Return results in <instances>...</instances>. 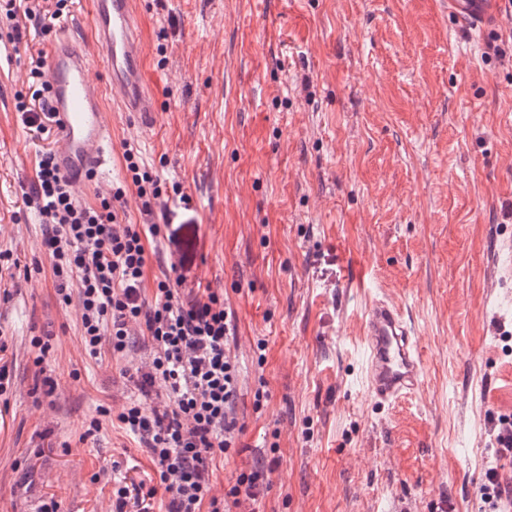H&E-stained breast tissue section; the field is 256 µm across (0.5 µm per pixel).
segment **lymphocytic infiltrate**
<instances>
[{
    "mask_svg": "<svg viewBox=\"0 0 512 512\" xmlns=\"http://www.w3.org/2000/svg\"><path fill=\"white\" fill-rule=\"evenodd\" d=\"M123 157L141 223L118 219L126 189L100 196L93 206L81 203L49 150L39 156L35 182L23 196L49 226L43 246L62 302L79 299L86 353L97 356L105 345L124 353L137 334L152 346L146 371L134 381L137 393L117 420L145 448L159 484L144 492L117 486L116 503L122 510L132 501L138 512H153L161 492L163 512H233L264 496L278 465L274 456L257 460L223 496L212 492V465L235 453L243 430L235 410L241 376L231 354L236 317L222 293L209 287L182 290L181 274L158 280L146 292V240L161 234L154 219L163 187L140 167L133 146H125ZM159 385L166 396L157 400L153 392Z\"/></svg>",
    "mask_w": 512,
    "mask_h": 512,
    "instance_id": "1",
    "label": "lymphocytic infiltrate"
}]
</instances>
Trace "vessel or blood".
Masks as SVG:
<instances>
[{
  "mask_svg": "<svg viewBox=\"0 0 512 512\" xmlns=\"http://www.w3.org/2000/svg\"><path fill=\"white\" fill-rule=\"evenodd\" d=\"M136 0H93V29L104 52L112 101L128 112L153 109L144 82L142 29ZM498 0H448L459 22L486 29L498 20ZM92 61L66 33L51 43L48 54L49 102L61 131L56 164L75 188L107 163L108 130L102 93L91 78ZM366 378L375 401L397 400L420 385L422 368L400 310L373 300L365 315Z\"/></svg>",
  "mask_w": 512,
  "mask_h": 512,
  "instance_id": "1",
  "label": "vessel or blood"
}]
</instances>
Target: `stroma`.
<instances>
[{
    "label": "stroma",
    "instance_id": "35a3bbf8",
    "mask_svg": "<svg viewBox=\"0 0 512 512\" xmlns=\"http://www.w3.org/2000/svg\"><path fill=\"white\" fill-rule=\"evenodd\" d=\"M155 109L107 103L111 161L80 201L125 185L124 144L187 202L151 242L146 288L182 264L186 287L223 292L237 317L241 451L216 459L213 492L277 444L261 512H478L499 419H512V62L446 0H137ZM92 0L60 20L107 75ZM51 39L24 22L0 42V512H113L117 483L155 466L117 420L144 341L89 356L76 305L60 303L45 226L23 204L39 153L17 104ZM401 309L419 389L376 403L364 312ZM50 338L40 356L32 341ZM265 351H257L258 341ZM270 392L254 411L256 378Z\"/></svg>",
    "mask_w": 512,
    "mask_h": 512
}]
</instances>
